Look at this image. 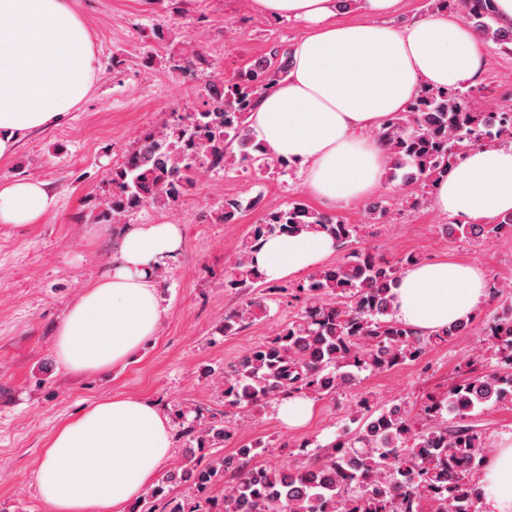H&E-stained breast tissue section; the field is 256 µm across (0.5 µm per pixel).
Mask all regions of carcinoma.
<instances>
[{
  "instance_id": "carcinoma-1",
  "label": "carcinoma",
  "mask_w": 512,
  "mask_h": 512,
  "mask_svg": "<svg viewBox=\"0 0 512 512\" xmlns=\"http://www.w3.org/2000/svg\"><path fill=\"white\" fill-rule=\"evenodd\" d=\"M435 7L462 14L488 42L512 45V25L500 23L494 0H435ZM288 59V51L272 49L263 64L209 83L202 109L144 136L112 169V215L178 201L202 173L224 170L233 146L241 161L259 171L284 165L250 135L247 118L288 72ZM478 106L470 88L419 91L409 110L382 125L379 140L387 147L390 177H401L405 186L431 187L470 147L512 140V106L493 120ZM258 202L257 197L227 201L219 219L227 223ZM303 230L324 231L339 247L357 237V225L303 203L269 211L252 225L228 283L242 287L260 279L252 253L270 236ZM511 232L512 214L492 224L451 225L452 234L474 243ZM416 263L408 256L393 265L368 249L353 248L341 262L315 270L300 286L312 305L273 339L247 351L225 377L229 403L255 406L307 390L333 394L354 385L363 371L391 370L458 335L469 321L423 333L393 319L392 289L402 266ZM265 300L263 293L226 316L224 335L255 319ZM491 336L499 368L469 376L447 397L430 401L422 426L401 403L373 411L364 402L352 418L355 430L331 441L305 466L249 468L247 459L257 448L252 444L172 478L205 491L226 474L236 475L224 487L222 512H423L424 502L429 512H476L483 492L475 474L485 462V445L472 417L491 407L512 408V306L494 319ZM228 438L222 427L199 432L203 444L220 445Z\"/></svg>"
}]
</instances>
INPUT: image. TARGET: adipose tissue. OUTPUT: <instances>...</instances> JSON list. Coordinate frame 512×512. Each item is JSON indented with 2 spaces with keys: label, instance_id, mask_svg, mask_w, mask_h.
Returning a JSON list of instances; mask_svg holds the SVG:
<instances>
[{
  "label": "adipose tissue",
  "instance_id": "1",
  "mask_svg": "<svg viewBox=\"0 0 512 512\" xmlns=\"http://www.w3.org/2000/svg\"><path fill=\"white\" fill-rule=\"evenodd\" d=\"M267 17L305 22L287 76L249 115L252 136L274 158L301 166L313 195L333 203L370 196L388 151L362 138L406 111L424 88L475 83L486 61L480 34L455 14L401 29L382 24L398 0H362L365 23L338 20L336 0H254ZM96 76L90 33L70 0H0V159L22 134L56 126ZM435 207L467 221L512 213V145L469 149L432 191ZM54 206L45 183L0 185V223L35 224ZM175 224H137L123 235L111 273L85 288L56 328L55 352L73 373L125 364L162 318L156 272L181 243ZM336 249L323 232L276 235L254 255L264 280L311 272ZM393 315L431 332L472 316L485 295L476 266L447 259L408 268L393 290ZM171 449L167 420L150 403L110 397L55 429L36 473L54 512H125L153 484ZM484 512H512V439L489 458Z\"/></svg>",
  "mask_w": 512,
  "mask_h": 512
}]
</instances>
